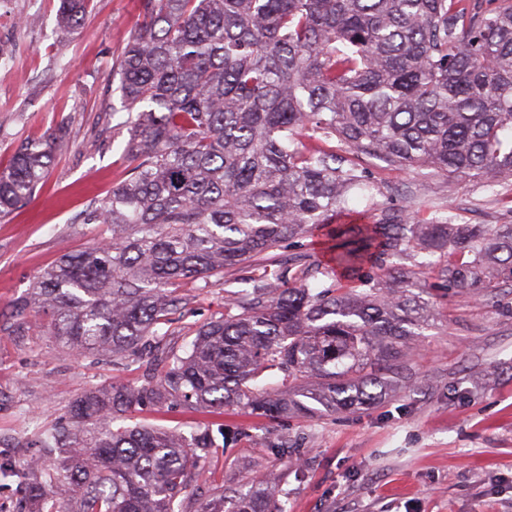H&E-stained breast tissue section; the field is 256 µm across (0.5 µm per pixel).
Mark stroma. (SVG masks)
Returning <instances> with one entry per match:
<instances>
[{"instance_id":"obj_1","label":"stroma","mask_w":512,"mask_h":512,"mask_svg":"<svg viewBox=\"0 0 512 512\" xmlns=\"http://www.w3.org/2000/svg\"><path fill=\"white\" fill-rule=\"evenodd\" d=\"M59 0H0V169L19 145L67 128L69 144L27 205L0 213V512H26L18 473L34 453L36 434L59 425L84 393L115 380L138 382L153 363L127 354L80 357L48 334L50 318L35 309L16 315L36 276L63 254L80 253L106 236L85 223L87 208L112 191L123 168L126 127L114 66L138 15V0H92L83 26H58ZM371 199L353 203L378 218L382 209L456 211L471 224L512 222V201L492 193L489 178L444 171H397L369 160ZM323 260L317 237L282 240L266 261L185 284L192 296L176 315L191 333L223 312L227 294L250 289L252 276L293 280L298 256ZM425 300L433 319L407 361L416 384L380 403L315 417L260 416L230 405L223 413L188 407L146 408L126 425L192 431L222 426L231 438L212 449L205 478L188 496L210 487L242 488L251 473H287L276 496L287 512H512V291L472 300L433 288ZM285 445L289 454L273 453Z\"/></svg>"}]
</instances>
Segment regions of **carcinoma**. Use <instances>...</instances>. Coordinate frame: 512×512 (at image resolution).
<instances>
[{
    "label": "carcinoma",
    "instance_id": "carcinoma-1",
    "mask_svg": "<svg viewBox=\"0 0 512 512\" xmlns=\"http://www.w3.org/2000/svg\"><path fill=\"white\" fill-rule=\"evenodd\" d=\"M89 6L60 0L58 24L80 28ZM116 70L125 167L85 214L111 235L62 255L15 308L50 312L68 351L160 352L167 364L85 394L36 436L27 512H173L227 436L110 426L144 407L341 412L411 385L399 369L432 314L414 271L373 273L390 257L437 256V284L455 294L512 287V224L418 210L336 223L368 189L361 160L488 176L512 193V0H140ZM66 145L60 125L19 147L0 172V213L33 197ZM316 232L328 264L229 294L188 347L175 342L171 315L188 304L175 285ZM269 371L287 387H259ZM281 480L253 477L232 497L216 489L190 512H285L270 497Z\"/></svg>",
    "mask_w": 512,
    "mask_h": 512
}]
</instances>
